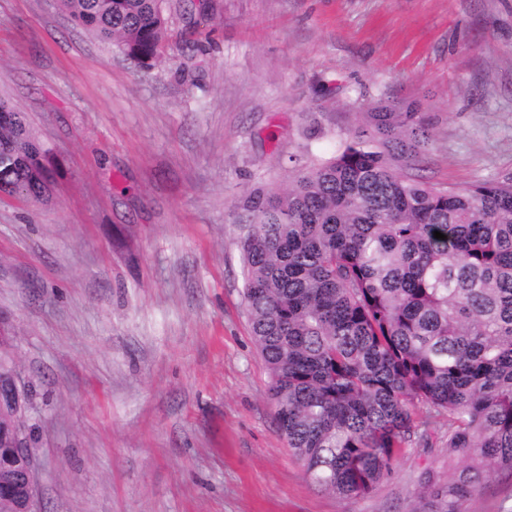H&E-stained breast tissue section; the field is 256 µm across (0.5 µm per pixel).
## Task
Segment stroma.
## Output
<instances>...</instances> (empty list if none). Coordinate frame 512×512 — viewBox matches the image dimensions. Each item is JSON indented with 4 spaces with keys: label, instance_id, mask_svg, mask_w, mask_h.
Masks as SVG:
<instances>
[{
    "label": "stroma",
    "instance_id": "stroma-1",
    "mask_svg": "<svg viewBox=\"0 0 512 512\" xmlns=\"http://www.w3.org/2000/svg\"><path fill=\"white\" fill-rule=\"evenodd\" d=\"M141 69L58 0H0V97L54 158L0 196V336L31 407L45 512H408L448 425L343 498L268 399L236 202L327 159L358 114L416 102L438 188L512 178V0H164Z\"/></svg>",
    "mask_w": 512,
    "mask_h": 512
}]
</instances>
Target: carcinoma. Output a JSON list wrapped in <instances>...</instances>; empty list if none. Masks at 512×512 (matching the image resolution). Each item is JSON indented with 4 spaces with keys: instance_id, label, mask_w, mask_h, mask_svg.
Returning <instances> with one entry per match:
<instances>
[{
    "instance_id": "carcinoma-1",
    "label": "carcinoma",
    "mask_w": 512,
    "mask_h": 512,
    "mask_svg": "<svg viewBox=\"0 0 512 512\" xmlns=\"http://www.w3.org/2000/svg\"><path fill=\"white\" fill-rule=\"evenodd\" d=\"M72 21L150 68L162 0H59ZM332 157L237 204L244 299L268 395L320 489L369 494L447 418L448 476L409 512H466L490 475L512 483V179L437 189L401 173L431 140L413 104L359 113ZM51 149L0 99V182L41 199ZM439 231L446 235L434 237Z\"/></svg>"
}]
</instances>
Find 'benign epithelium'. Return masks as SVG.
I'll use <instances>...</instances> for the list:
<instances>
[{
	"instance_id": "obj_1",
	"label": "benign epithelium",
	"mask_w": 512,
	"mask_h": 512,
	"mask_svg": "<svg viewBox=\"0 0 512 512\" xmlns=\"http://www.w3.org/2000/svg\"><path fill=\"white\" fill-rule=\"evenodd\" d=\"M10 405L12 420H29L30 388L13 366L0 367V405ZM12 420L0 426V500L16 502V512H40L39 462Z\"/></svg>"
}]
</instances>
